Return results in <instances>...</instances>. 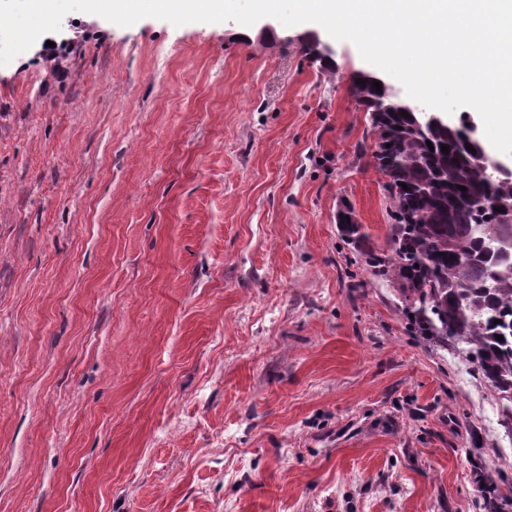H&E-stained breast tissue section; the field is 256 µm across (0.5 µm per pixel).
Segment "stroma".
<instances>
[{
  "label": "stroma",
  "instance_id": "stroma-1",
  "mask_svg": "<svg viewBox=\"0 0 512 512\" xmlns=\"http://www.w3.org/2000/svg\"><path fill=\"white\" fill-rule=\"evenodd\" d=\"M375 71L313 22L79 11L0 67V512H476L485 467L512 496L494 395L339 232L388 246Z\"/></svg>",
  "mask_w": 512,
  "mask_h": 512
}]
</instances>
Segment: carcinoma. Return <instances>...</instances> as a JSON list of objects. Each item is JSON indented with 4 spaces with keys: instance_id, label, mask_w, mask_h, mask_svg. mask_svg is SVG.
I'll list each match as a JSON object with an SVG mask.
<instances>
[{
    "instance_id": "obj_1",
    "label": "carcinoma",
    "mask_w": 512,
    "mask_h": 512,
    "mask_svg": "<svg viewBox=\"0 0 512 512\" xmlns=\"http://www.w3.org/2000/svg\"><path fill=\"white\" fill-rule=\"evenodd\" d=\"M358 78L365 85L351 91L369 113L393 221L387 249L362 251L365 266L392 288L410 335L474 364L477 379L505 401L502 421L512 432V176H484L465 127L422 128L417 113L401 115L404 104L388 89ZM340 229L360 247L357 221Z\"/></svg>"
}]
</instances>
